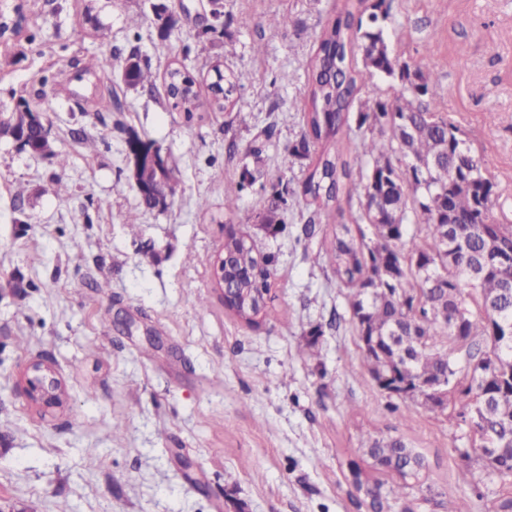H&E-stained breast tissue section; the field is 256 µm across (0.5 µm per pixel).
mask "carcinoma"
I'll use <instances>...</instances> for the list:
<instances>
[{"instance_id":"carcinoma-1","label":"carcinoma","mask_w":512,"mask_h":512,"mask_svg":"<svg viewBox=\"0 0 512 512\" xmlns=\"http://www.w3.org/2000/svg\"><path fill=\"white\" fill-rule=\"evenodd\" d=\"M362 2L342 0L336 18L320 32L308 67L304 130L280 153L279 166L288 170L296 158L312 160L298 194L316 204L302 227L306 240L315 236L321 215L339 209L343 197H364L372 238L357 242L343 225L323 259L337 283L349 289L356 326L367 327L362 363L372 378L380 382L394 371L417 380L448 375L449 392L464 400L461 415L475 411L482 419L484 444L464 449L461 457L476 461L489 478H512V344L493 334L499 325L512 324V260L493 262L494 242L512 246V224L496 220V184L485 162L438 110V62L429 59L410 71L383 39L385 0L365 19L358 13ZM356 44L364 52L361 69L353 65ZM213 73L209 106L221 110L241 74H226L218 65ZM376 76H397L404 85L392 98L373 96L360 103L358 127L372 133L364 143L370 168L355 182L342 160L344 142L353 103ZM124 77L131 87L154 83L151 68L138 62L125 68ZM165 104L189 119L201 111L204 102L193 76L170 71ZM7 121L4 136H24L30 154L50 155L62 168L68 164V154L53 151L40 136L41 113L26 98H19ZM158 157L159 168L142 166L134 179L161 181L173 190L175 169L167 156ZM251 180L245 168L238 181L224 185L226 210H235ZM411 224L424 230L427 241L405 251ZM223 252L224 277L235 288L224 307L256 327L270 310L277 258L232 226L224 231ZM459 320L462 343L455 332ZM362 447L372 468L401 479L390 495L401 497L419 485L424 457L402 439L369 438Z\"/></svg>"}]
</instances>
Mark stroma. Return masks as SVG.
Wrapping results in <instances>:
<instances>
[{"instance_id":"stroma-1","label":"stroma","mask_w":512,"mask_h":512,"mask_svg":"<svg viewBox=\"0 0 512 512\" xmlns=\"http://www.w3.org/2000/svg\"><path fill=\"white\" fill-rule=\"evenodd\" d=\"M341 0H24L20 37L0 43V112L26 96L49 128L54 158L0 140V507L5 512H358L348 461L362 436L401 431L426 458L423 490L387 512H494L483 473L464 475L474 436L451 398L446 413L380 391L367 368L346 289L317 258L339 224L371 234L358 198L297 237L303 202L263 224L276 189L296 188L309 162L278 168L308 105L316 39ZM289 18L262 53L241 14ZM141 16L140 25L130 19ZM212 24V23H211ZM394 56L438 61V107L482 156L497 185L496 216L512 224V0H392L383 23ZM137 51L158 77L187 69L209 99L213 65L243 75L232 103L186 120L164 87L123 85L122 69L80 76L90 57ZM251 114L250 124L238 116ZM274 125L263 161L249 146ZM96 143L83 148L75 131ZM154 140L179 185L167 209L139 210L129 134ZM235 153H228V144ZM255 179L234 212L224 185ZM68 187L54 192L56 182ZM206 198L208 210L196 202ZM139 211L142 231L125 225ZM277 254L276 316L251 327L224 308L213 261L226 225ZM312 355L298 347L315 327ZM52 365L67 397L44 408L25 371ZM121 432H114V425Z\"/></svg>"}]
</instances>
